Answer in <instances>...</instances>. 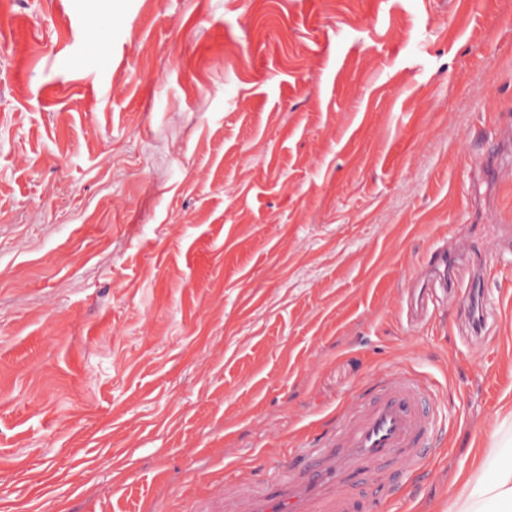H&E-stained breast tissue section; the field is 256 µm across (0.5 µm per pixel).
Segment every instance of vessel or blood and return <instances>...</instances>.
Here are the masks:
<instances>
[{
	"label": "vessel or blood",
	"instance_id": "1",
	"mask_svg": "<svg viewBox=\"0 0 512 512\" xmlns=\"http://www.w3.org/2000/svg\"><path fill=\"white\" fill-rule=\"evenodd\" d=\"M437 289L413 288L412 320L427 317L434 293L457 296L448 285V250L434 248L425 261ZM429 383L406 371L381 374L374 388L356 396L329 437L304 439L292 462L259 480L234 471L224 477V512H358L368 486H385L392 473L410 478L431 456L442 431Z\"/></svg>",
	"mask_w": 512,
	"mask_h": 512
}]
</instances>
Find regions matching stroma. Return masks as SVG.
Returning <instances> with one entry per match:
<instances>
[{
  "mask_svg": "<svg viewBox=\"0 0 512 512\" xmlns=\"http://www.w3.org/2000/svg\"><path fill=\"white\" fill-rule=\"evenodd\" d=\"M512 0H0V512H222L380 373L447 512L512 408ZM468 305L406 322L426 254Z\"/></svg>",
  "mask_w": 512,
  "mask_h": 512,
  "instance_id": "obj_1",
  "label": "stroma"
}]
</instances>
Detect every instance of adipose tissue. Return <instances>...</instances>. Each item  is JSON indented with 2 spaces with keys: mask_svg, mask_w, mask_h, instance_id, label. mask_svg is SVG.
<instances>
[{
  "mask_svg": "<svg viewBox=\"0 0 512 512\" xmlns=\"http://www.w3.org/2000/svg\"><path fill=\"white\" fill-rule=\"evenodd\" d=\"M492 437L491 448L483 450L472 468L456 479L448 493V512H512V464L500 461L512 452V411Z\"/></svg>",
  "mask_w": 512,
  "mask_h": 512,
  "instance_id": "1",
  "label": "adipose tissue"
}]
</instances>
